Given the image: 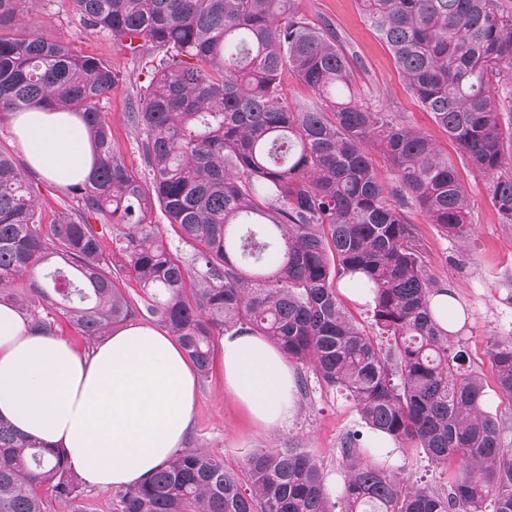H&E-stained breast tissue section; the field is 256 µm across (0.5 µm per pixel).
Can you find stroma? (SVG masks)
<instances>
[{"label": "stroma", "instance_id": "35a3bbf8", "mask_svg": "<svg viewBox=\"0 0 512 512\" xmlns=\"http://www.w3.org/2000/svg\"><path fill=\"white\" fill-rule=\"evenodd\" d=\"M308 19H325L341 33L343 48L359 67L356 86L384 104L408 124L421 129L438 145L455 167L465 186L473 233L461 243L446 237L419 211H412L414 234L423 248L426 269L443 287L451 289L466 312L460 337L473 368L488 383L487 397L497 411L506 441L512 442V399L494 381L491 344L512 337V224L503 223L490 203L489 179L471 170L446 133L409 93L386 47L365 22L358 0H297ZM45 39L63 40L82 52L111 62L124 83L105 103L104 115L111 127L116 150L129 168L141 166L138 138L127 119L128 103L147 82L154 58L152 49L131 55L102 33L86 29L73 14L69 0H45L30 20ZM306 388L295 392L292 416L270 430L256 423L248 411L224 390L221 360H214L208 378L200 380L188 434L187 448H206L221 455L227 469L243 473L246 455L256 450L300 448L320 466L327 491L338 495L345 476L346 446L360 448L365 461H373L371 430L361 420L352 399L327 389L316 378L297 370ZM390 464L433 492L446 493L455 468L435 466L423 448L400 444Z\"/></svg>", "mask_w": 512, "mask_h": 512}]
</instances>
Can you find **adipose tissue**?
Returning <instances> with one entry per match:
<instances>
[{
	"label": "adipose tissue",
	"instance_id": "obj_1",
	"mask_svg": "<svg viewBox=\"0 0 512 512\" xmlns=\"http://www.w3.org/2000/svg\"><path fill=\"white\" fill-rule=\"evenodd\" d=\"M12 129L29 170L60 186L89 176L92 145L77 113L33 107L13 113ZM221 357L225 390L255 421L274 429L288 420L295 371L276 346L230 332ZM194 401L192 369L167 334L130 325L81 354L0 304V418L63 449L88 483L118 487L153 474L182 444Z\"/></svg>",
	"mask_w": 512,
	"mask_h": 512
}]
</instances>
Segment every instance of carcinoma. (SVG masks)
<instances>
[{"label":"carcinoma","instance_id":"obj_1","mask_svg":"<svg viewBox=\"0 0 512 512\" xmlns=\"http://www.w3.org/2000/svg\"><path fill=\"white\" fill-rule=\"evenodd\" d=\"M41 0H0V118L33 106L77 112L93 170L65 187L50 223L36 191L0 151V302L54 335L64 320L92 345L137 318H156L196 372L212 369L215 337H267L288 362L350 397L363 422L454 463L445 495L354 449L336 499L298 448L254 451L247 483L206 448L177 450L115 494L114 512H512V445L484 399L483 377L433 315L441 286L426 271L410 222L417 208L467 241L463 185L423 132L355 88L328 22L295 0H71L82 24L131 54L161 53L130 100L142 169L112 145L104 101L120 72L22 17ZM411 94L473 168L512 223V0H359ZM290 73L316 101L293 107ZM389 161L383 183L370 148ZM161 211L167 220L156 224ZM101 223L96 230L90 219ZM177 239L172 250L166 239ZM363 274L374 294L369 335L336 295ZM135 281L133 298L126 283ZM512 398V340L492 343ZM64 452L0 419V512H85Z\"/></svg>","mask_w":512,"mask_h":512}]
</instances>
